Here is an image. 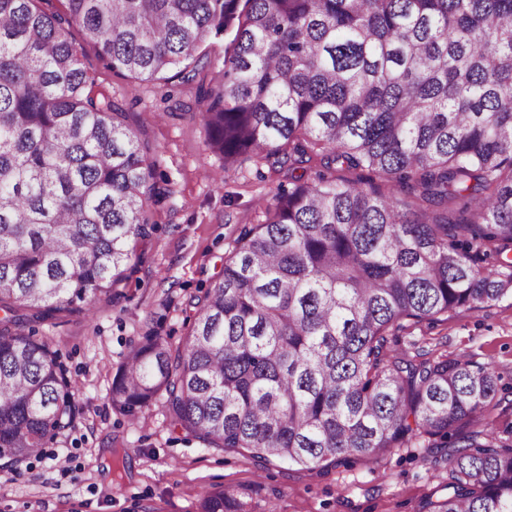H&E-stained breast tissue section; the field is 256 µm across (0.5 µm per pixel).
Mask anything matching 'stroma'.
<instances>
[{"label":"stroma","instance_id":"1","mask_svg":"<svg viewBox=\"0 0 512 512\" xmlns=\"http://www.w3.org/2000/svg\"><path fill=\"white\" fill-rule=\"evenodd\" d=\"M84 62L100 87L144 130L155 175L169 188L154 207L155 229L136 245L139 261L91 316L63 313L39 326L75 387L71 429L25 463L0 461V512H199L217 488L248 512H420L441 496L447 467L423 448H396L376 462L309 469L259 462L241 450L211 448L172 430L161 405L137 418L111 406L109 387L122 358L154 333L181 346L203 295L242 225L262 224L282 173L255 156L225 165L207 146L195 85L142 81L108 68L94 47ZM410 355L456 354L492 366L506 400L491 414L512 423V297L448 319L395 331Z\"/></svg>","mask_w":512,"mask_h":512}]
</instances>
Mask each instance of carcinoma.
<instances>
[{
	"instance_id": "carcinoma-1",
	"label": "carcinoma",
	"mask_w": 512,
	"mask_h": 512,
	"mask_svg": "<svg viewBox=\"0 0 512 512\" xmlns=\"http://www.w3.org/2000/svg\"><path fill=\"white\" fill-rule=\"evenodd\" d=\"M66 2L0 0V459L24 463L77 412L26 327L111 300L168 193L82 44L190 81L223 35L222 80L198 88L208 146L226 165L273 157L288 185L240 229L183 345L126 354L112 406L135 417L160 396L211 447L311 468L442 448L427 512H512V429L486 421L501 377L388 346L512 291V0ZM314 162V181L294 175ZM200 512L246 509L221 489Z\"/></svg>"
}]
</instances>
